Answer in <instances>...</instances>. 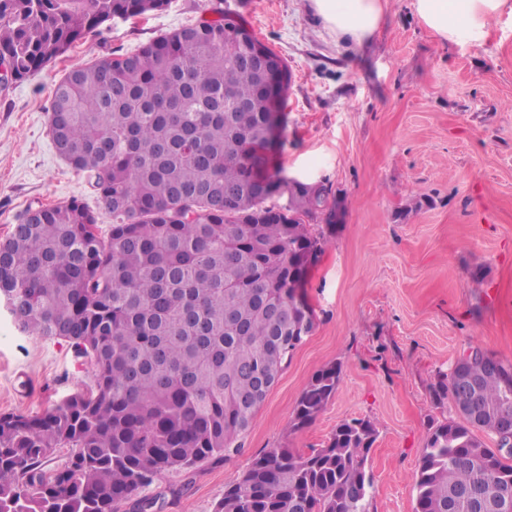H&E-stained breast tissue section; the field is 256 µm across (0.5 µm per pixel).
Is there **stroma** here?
<instances>
[{"mask_svg":"<svg viewBox=\"0 0 512 512\" xmlns=\"http://www.w3.org/2000/svg\"><path fill=\"white\" fill-rule=\"evenodd\" d=\"M222 11L242 16L287 61L283 172L330 183L344 218L306 288L314 329L241 453L162 474L146 493L160 512H212L255 455L322 447L338 422L365 418L378 431L370 512H413L427 428L439 415L430 384L472 347L512 363V12L491 19L479 46L434 36L412 0H386L362 47L337 42L310 0H170L147 16L107 22L0 92V240L28 207L72 199L109 229L111 214L51 139L55 85L73 67ZM333 363L342 366L335 395L311 424L294 428L303 388ZM94 386L90 362L0 313V413L40 412Z\"/></svg>","mask_w":512,"mask_h":512,"instance_id":"35a3bbf8","label":"stroma"}]
</instances>
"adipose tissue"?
Segmentation results:
<instances>
[{
  "instance_id": "obj_1",
  "label": "adipose tissue",
  "mask_w": 512,
  "mask_h": 512,
  "mask_svg": "<svg viewBox=\"0 0 512 512\" xmlns=\"http://www.w3.org/2000/svg\"><path fill=\"white\" fill-rule=\"evenodd\" d=\"M512 0H412L422 23L441 40L480 45L490 36L489 18ZM317 16L337 39L361 46L379 29L385 0H311Z\"/></svg>"
}]
</instances>
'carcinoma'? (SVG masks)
Returning <instances> with one entry per match:
<instances>
[{
	"label": "carcinoma",
	"mask_w": 512,
	"mask_h": 512,
	"mask_svg": "<svg viewBox=\"0 0 512 512\" xmlns=\"http://www.w3.org/2000/svg\"><path fill=\"white\" fill-rule=\"evenodd\" d=\"M167 0H0V89L111 19ZM229 16L78 66L56 85L50 133L88 174L108 234L77 199L28 209L0 241V305L18 329L64 340L95 387L0 414V512H153L154 479L241 452L288 359L314 328L304 288L336 229L331 187L279 164L291 72ZM471 379L469 398L455 380ZM342 367L318 370L293 425L311 423ZM414 512H512V364L480 349L431 386ZM454 413L448 414V407ZM378 431L343 420L308 453L269 448L213 512H370ZM63 460L54 462L58 454Z\"/></svg>",
	"instance_id": "1"
}]
</instances>
